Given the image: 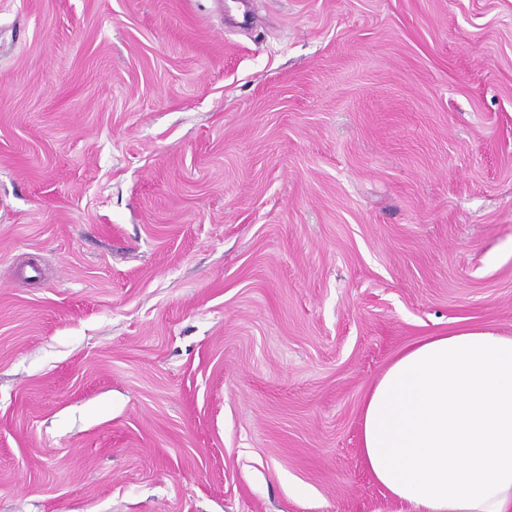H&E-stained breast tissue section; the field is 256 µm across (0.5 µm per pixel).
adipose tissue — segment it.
<instances>
[{
  "mask_svg": "<svg viewBox=\"0 0 512 512\" xmlns=\"http://www.w3.org/2000/svg\"><path fill=\"white\" fill-rule=\"evenodd\" d=\"M360 430L369 472L412 512H512V337L466 326L410 344Z\"/></svg>",
  "mask_w": 512,
  "mask_h": 512,
  "instance_id": "adipose-tissue-1",
  "label": "adipose tissue"
}]
</instances>
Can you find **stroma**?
Wrapping results in <instances>:
<instances>
[{
    "label": "stroma",
    "mask_w": 512,
    "mask_h": 512,
    "mask_svg": "<svg viewBox=\"0 0 512 512\" xmlns=\"http://www.w3.org/2000/svg\"><path fill=\"white\" fill-rule=\"evenodd\" d=\"M512 336V0H0V512H406L362 404Z\"/></svg>",
    "instance_id": "obj_1"
}]
</instances>
